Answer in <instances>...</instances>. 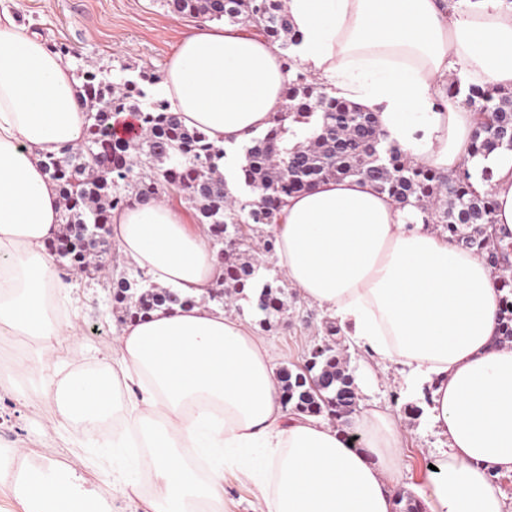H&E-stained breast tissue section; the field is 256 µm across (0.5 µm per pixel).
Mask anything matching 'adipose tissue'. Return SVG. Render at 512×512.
I'll return each instance as SVG.
<instances>
[{"label": "adipose tissue", "instance_id": "adipose-tissue-1", "mask_svg": "<svg viewBox=\"0 0 512 512\" xmlns=\"http://www.w3.org/2000/svg\"><path fill=\"white\" fill-rule=\"evenodd\" d=\"M302 34L297 55L328 92L376 115L417 163L468 169L512 233V151L474 155L473 112L444 98L451 75L512 90V0H283ZM280 51L237 26L186 34L166 65L163 95L184 123L227 148L267 129L285 105ZM69 61L0 12V336L33 348L15 372L37 379L25 405L52 409L49 426L85 433L121 416L112 455L74 454L62 467L0 470L23 512H97L77 476L104 475L143 512L224 509V473L253 485L258 512H396L405 443L399 414L363 404L348 426L284 405L277 356L223 309L197 299L224 278L208 225L166 202L112 214V241L151 282L190 306L127 322L93 369L61 362L77 319L50 322V293L79 296L56 274L47 244L62 210L42 159L84 136ZM492 180H484V172ZM278 266L408 390L429 384V424L446 448L418 489L425 512H504L496 484L512 476V344L499 340L501 293L474 252L424 224L359 177L321 181L286 198L267 225ZM360 437L350 445L349 434Z\"/></svg>", "mask_w": 512, "mask_h": 512}]
</instances>
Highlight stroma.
Returning a JSON list of instances; mask_svg holds the SVG:
<instances>
[{
	"mask_svg": "<svg viewBox=\"0 0 512 512\" xmlns=\"http://www.w3.org/2000/svg\"><path fill=\"white\" fill-rule=\"evenodd\" d=\"M9 10L18 21L41 34L48 49L65 48L74 75L83 72H118L124 68L164 74L166 63L182 38L200 24L199 19L172 13L162 0H0V10ZM78 321L83 334L76 356L85 365L95 363L96 352L105 350L113 332L122 323V312L106 285L80 284ZM284 308L271 328H263L250 302L242 298L226 309L256 327L270 342L285 367L304 363L310 349L325 337V310L303 299L295 288L285 290ZM358 399L369 400L406 413L407 446L403 476L396 491L398 499H416L422 473L439 457V438L427 424L425 409L429 395L411 397L401 387L398 368L378 370L365 383H354ZM49 408L29 411L22 408L10 391H0V449L19 452L21 458L61 466L71 458L72 447L84 446L100 453L102 437H84L79 428L57 435L45 428Z\"/></svg>",
	"mask_w": 512,
	"mask_h": 512,
	"instance_id": "stroma-1",
	"label": "stroma"
}]
</instances>
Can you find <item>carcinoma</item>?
I'll return each instance as SVG.
<instances>
[{"label": "carcinoma", "instance_id": "carcinoma-1", "mask_svg": "<svg viewBox=\"0 0 512 512\" xmlns=\"http://www.w3.org/2000/svg\"><path fill=\"white\" fill-rule=\"evenodd\" d=\"M165 4L175 13L255 27L278 45L284 69L291 75L284 111L264 133L241 146L244 162L237 179L246 195L242 199L229 192L221 171L225 149L210 142L203 131L187 127L153 89L161 76L141 70L109 79L85 72L80 94L82 104L88 106L85 138L42 161L63 204L60 235L65 248L59 250L57 239L47 245L58 265L96 279L100 268L92 261L101 258L109 241L111 212L134 200L147 204L175 191L194 209L197 223L210 225L216 244H221L220 237H230L242 248L238 254L224 251V284L238 295L246 288L255 289L259 324L269 328L283 307L282 287L263 279V264L246 256L251 246L244 228L277 223L284 199L318 181L361 177L400 206L418 209L424 223L440 225L448 240L474 250L499 274L503 291L499 334L512 340V241L497 232L492 193H475L465 170L447 175L414 162L386 140L373 114L330 95L299 70L293 47L302 35L292 29L282 0H165ZM447 96L463 98L477 115L472 153L512 150L511 90L466 88L457 79L450 82ZM124 112L134 114L139 122L142 139L135 145L113 135V119ZM101 155L111 158L110 168L95 163ZM112 299L124 317L134 320L162 307L192 302L150 283L141 273L132 279L118 278ZM325 330L328 340L311 348L303 369L282 370L280 382L286 404L335 419L346 407L356 405V397L346 361L333 342L339 328L328 321Z\"/></svg>", "mask_w": 512, "mask_h": 512}]
</instances>
